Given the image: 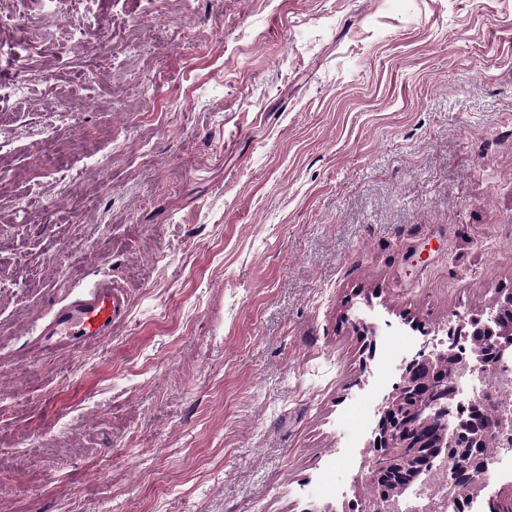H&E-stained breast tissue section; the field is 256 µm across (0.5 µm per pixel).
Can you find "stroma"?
<instances>
[{"instance_id":"35a3bbf8","label":"stroma","mask_w":512,"mask_h":512,"mask_svg":"<svg viewBox=\"0 0 512 512\" xmlns=\"http://www.w3.org/2000/svg\"><path fill=\"white\" fill-rule=\"evenodd\" d=\"M0 13V512H340L386 337L512 292V0ZM125 298L118 288L102 281L79 299L58 307L47 327L46 336H65L66 344L79 348L104 341L112 334V323L124 313Z\"/></svg>"}]
</instances>
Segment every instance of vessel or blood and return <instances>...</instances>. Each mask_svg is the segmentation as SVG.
I'll use <instances>...</instances> for the list:
<instances>
[{
    "instance_id": "1",
    "label": "vessel or blood",
    "mask_w": 512,
    "mask_h": 512,
    "mask_svg": "<svg viewBox=\"0 0 512 512\" xmlns=\"http://www.w3.org/2000/svg\"><path fill=\"white\" fill-rule=\"evenodd\" d=\"M125 309L123 293L110 282L102 281L79 299L58 307L47 335L64 336L69 347L79 348L104 341L112 333V324Z\"/></svg>"
}]
</instances>
